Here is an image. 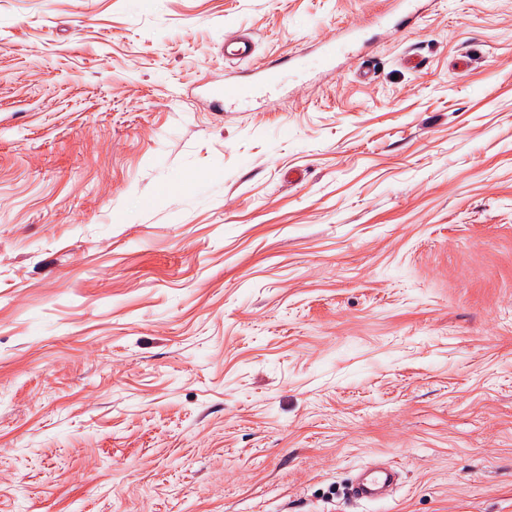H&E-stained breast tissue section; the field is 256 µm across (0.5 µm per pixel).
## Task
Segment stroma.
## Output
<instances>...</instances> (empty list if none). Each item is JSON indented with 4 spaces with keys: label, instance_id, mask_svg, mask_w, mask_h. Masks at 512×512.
I'll return each mask as SVG.
<instances>
[{
    "label": "stroma",
    "instance_id": "1",
    "mask_svg": "<svg viewBox=\"0 0 512 512\" xmlns=\"http://www.w3.org/2000/svg\"><path fill=\"white\" fill-rule=\"evenodd\" d=\"M418 2L0 0V512H512V0ZM255 49L253 39L245 33H227L224 35V57L229 60L249 59ZM399 472L391 465L364 468L351 482L348 493L356 501H375L384 498L396 485Z\"/></svg>",
    "mask_w": 512,
    "mask_h": 512
}]
</instances>
